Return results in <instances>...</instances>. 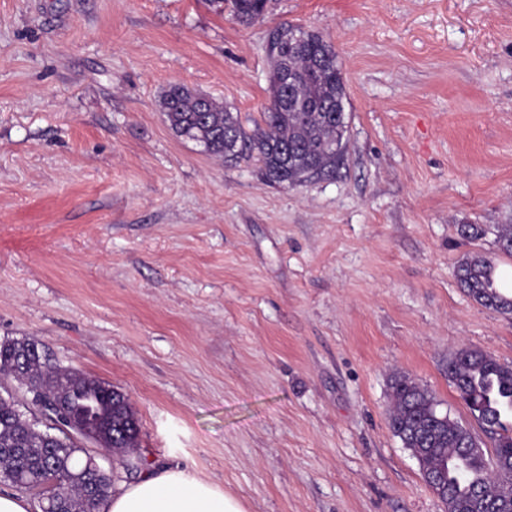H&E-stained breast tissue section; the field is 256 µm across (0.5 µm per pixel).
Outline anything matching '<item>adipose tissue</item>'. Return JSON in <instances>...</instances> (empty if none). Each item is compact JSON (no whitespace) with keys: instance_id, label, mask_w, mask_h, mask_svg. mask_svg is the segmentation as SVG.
Returning <instances> with one entry per match:
<instances>
[{"instance_id":"obj_1","label":"adipose tissue","mask_w":512,"mask_h":512,"mask_svg":"<svg viewBox=\"0 0 512 512\" xmlns=\"http://www.w3.org/2000/svg\"><path fill=\"white\" fill-rule=\"evenodd\" d=\"M100 512H245L239 499L178 468L144 474Z\"/></svg>"}]
</instances>
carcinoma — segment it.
I'll use <instances>...</instances> for the list:
<instances>
[{"label": "carcinoma", "instance_id": "1", "mask_svg": "<svg viewBox=\"0 0 512 512\" xmlns=\"http://www.w3.org/2000/svg\"><path fill=\"white\" fill-rule=\"evenodd\" d=\"M228 3L236 20L251 24L267 0H210ZM270 98L261 122L247 131L239 115L212 98L180 84L161 96L160 107L170 129L203 152L226 160L258 157L263 176L272 184L301 185L332 173L347 149V90L336 51L322 35L283 23L268 35ZM295 79L292 97L283 99L288 77ZM464 240H480L493 231L498 249L512 255V224H459ZM463 291L476 303L512 314V293L501 286L494 261L473 253L457 266ZM0 373L25 387L66 403L62 412L45 414L40 431L0 399V482L19 490L37 488L53 478L69 484L63 498L41 500V512H98L112 493V477L80 440L91 428L101 448L124 454L126 469L136 470L134 455L139 424L127 396L111 384L72 367L54 364L46 347L33 339L0 341ZM448 379L484 431L492 436L493 456L471 452L474 434L438 411L439 402L426 387L405 375L392 381L389 426L405 448H426L421 469L437 471L448 488L445 512H474L463 506L482 496L480 510L512 512V364L501 363L474 347L448 358Z\"/></svg>", "mask_w": 512, "mask_h": 512}]
</instances>
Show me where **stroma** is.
<instances>
[{
	"instance_id": "35a3bbf8",
	"label": "stroma",
	"mask_w": 512,
	"mask_h": 512,
	"mask_svg": "<svg viewBox=\"0 0 512 512\" xmlns=\"http://www.w3.org/2000/svg\"><path fill=\"white\" fill-rule=\"evenodd\" d=\"M320 33L346 81L333 176L267 183L159 110L172 84L253 129L271 29ZM512 0H0V341L123 391L141 471L180 468L247 512H444L388 425L404 374L493 443L448 380L512 364V315L460 288L470 252L512 274ZM210 2L229 3L236 20L243 24H251L263 16L267 0H210ZM456 231L467 241L480 240L493 231L498 249L506 255H512V224H495L493 229L485 224H460Z\"/></svg>"
}]
</instances>
